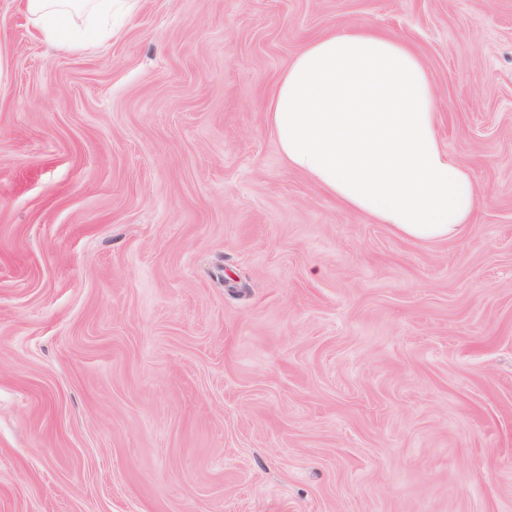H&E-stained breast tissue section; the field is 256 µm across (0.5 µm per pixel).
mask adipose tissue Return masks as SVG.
I'll return each mask as SVG.
<instances>
[{
	"instance_id": "adipose-tissue-1",
	"label": "adipose tissue",
	"mask_w": 512,
	"mask_h": 512,
	"mask_svg": "<svg viewBox=\"0 0 512 512\" xmlns=\"http://www.w3.org/2000/svg\"><path fill=\"white\" fill-rule=\"evenodd\" d=\"M132 0H26L49 39L99 37ZM288 166L353 213L402 237L448 240L472 223L481 196L437 135L432 80L402 40L368 27L309 40L266 108Z\"/></svg>"
}]
</instances>
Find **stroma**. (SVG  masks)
I'll return each mask as SVG.
<instances>
[{"instance_id":"obj_1","label":"stroma","mask_w":512,"mask_h":512,"mask_svg":"<svg viewBox=\"0 0 512 512\" xmlns=\"http://www.w3.org/2000/svg\"><path fill=\"white\" fill-rule=\"evenodd\" d=\"M367 25L483 190L344 209L264 100ZM58 47L0 0V512H512V0H136Z\"/></svg>"}]
</instances>
